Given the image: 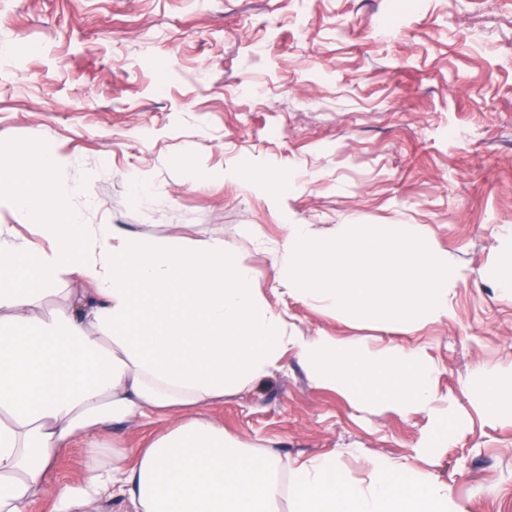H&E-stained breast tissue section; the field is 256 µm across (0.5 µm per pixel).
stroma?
Instances as JSON below:
<instances>
[{
	"mask_svg": "<svg viewBox=\"0 0 512 512\" xmlns=\"http://www.w3.org/2000/svg\"><path fill=\"white\" fill-rule=\"evenodd\" d=\"M0 154L54 149L52 178L88 224L220 239L297 336L411 346L464 419L423 451L428 415L354 405L288 353L205 415L288 462L335 452L447 482L459 512H512V419L475 400L476 371L512 363V0H0ZM412 224L461 272L448 316L407 333L288 295L285 225ZM155 414L99 435L142 448Z\"/></svg>",
	"mask_w": 512,
	"mask_h": 512,
	"instance_id": "stroma-1",
	"label": "stroma"
}]
</instances>
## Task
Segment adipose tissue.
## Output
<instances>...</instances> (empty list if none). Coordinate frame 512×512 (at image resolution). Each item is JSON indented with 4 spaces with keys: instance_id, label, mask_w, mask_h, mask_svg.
<instances>
[{
    "instance_id": "obj_1",
    "label": "adipose tissue",
    "mask_w": 512,
    "mask_h": 512,
    "mask_svg": "<svg viewBox=\"0 0 512 512\" xmlns=\"http://www.w3.org/2000/svg\"><path fill=\"white\" fill-rule=\"evenodd\" d=\"M57 165L48 151L33 164L0 159V206L49 214L40 251L0 228V512H26L78 441L89 464L78 485L58 490L57 512H84L114 494L132 512H277L284 497L290 512H452L447 483L386 457L369 459L364 484L350 482L331 453L297 463L282 483L279 453L241 447L201 414L292 349L315 382L351 401L426 412L424 446L444 447L463 420L433 408L436 367L424 353L289 335L223 240L130 237L83 223L71 192L51 179ZM62 271L87 291H57ZM59 292L64 303L39 315ZM477 378L487 416L512 413V365L479 368ZM173 408L182 416L134 464L119 448L101 462L97 431Z\"/></svg>"
}]
</instances>
